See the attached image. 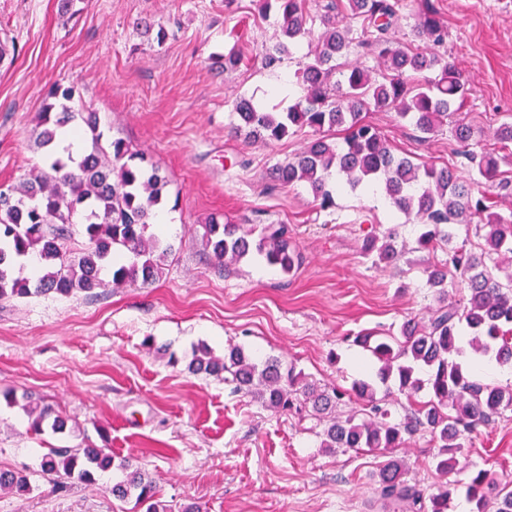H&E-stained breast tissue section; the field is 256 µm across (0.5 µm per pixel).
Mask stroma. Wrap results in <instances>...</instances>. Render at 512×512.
<instances>
[{
    "label": "stroma",
    "instance_id": "1",
    "mask_svg": "<svg viewBox=\"0 0 512 512\" xmlns=\"http://www.w3.org/2000/svg\"><path fill=\"white\" fill-rule=\"evenodd\" d=\"M397 36L413 41L425 4L448 26L443 48L473 86L461 116L493 140L512 118V0H406ZM66 22L57 0H0V36L13 37V61L0 63V186L38 160L36 117L50 85L75 86L114 136L144 151L168 175L177 207H162L154 231L179 242L156 283L97 296L0 301V468L26 471L29 495H0V512H135L107 490L131 461L154 481L162 503L202 512H386L371 475L383 458L321 445L314 420L279 415L187 364L193 348L230 345L254 359L276 358L320 384L351 387L378 368L353 345L363 329L387 339L403 321L427 322L434 291L415 252L418 225L389 207L382 192L334 193L320 209L302 185L275 181L273 167L295 157L309 136L264 144L235 133L237 96L285 109L301 96L296 59L262 56L279 38L275 16L258 0H83ZM168 31L156 43L151 30ZM243 61L225 70L224 56ZM368 119L398 154L440 166L454 158L447 131L429 138L395 113ZM213 213L241 227L285 224L303 256L283 275L257 261L223 272L200 246ZM398 231L407 252L397 267L363 255L367 236ZM153 347H146L145 339ZM38 397L67 416L65 432L35 436L6 392ZM89 439L115 463L98 485L40 475L52 447ZM430 436L406 440L399 454L425 494L449 480L437 471ZM461 456L498 480H512V406L478 428Z\"/></svg>",
    "mask_w": 512,
    "mask_h": 512
}]
</instances>
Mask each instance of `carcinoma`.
<instances>
[{
	"label": "carcinoma",
	"mask_w": 512,
	"mask_h": 512,
	"mask_svg": "<svg viewBox=\"0 0 512 512\" xmlns=\"http://www.w3.org/2000/svg\"><path fill=\"white\" fill-rule=\"evenodd\" d=\"M260 2L263 15L279 17L282 36L268 62L289 57L290 46L304 39L311 45L294 72L304 95L284 112L239 97L233 106L237 132L266 144L310 132L304 150L275 167L280 184H304L323 209L333 204L335 188L355 193L378 187L391 206L421 221L416 250L430 255L440 249L446 259L423 267L426 283L436 293L428 323L407 319L392 343L372 331L354 336L353 344L370 351L380 366L375 376L354 382L349 390L310 382L276 358L259 363L240 346L217 356L201 344L188 370L233 384L265 409L317 419L326 448H368L386 457L372 480L397 512H447L448 500L460 489L477 512H512V490L457 457L465 434L490 425L503 404L512 403V391L473 377L481 357L512 366V276L503 281L493 273L512 254V216L493 211L480 190L484 181L504 188L512 182L497 162V153L512 144V123L498 127L493 144L478 153L470 149L477 131L459 112L472 88L435 51L448 30L428 4L416 26L419 43L411 47L394 37L404 0H347L341 4L350 16L345 26L336 21L334 0L315 18L306 11L305 0ZM315 21L323 31L314 39ZM353 51L377 55L379 69L339 70V60ZM338 73L342 80L336 82ZM75 93L74 86L59 83L47 91L33 140L39 160L19 183L0 187V300L151 285L177 252L172 241L152 231L155 209L168 200L167 174L146 154L110 135L97 113L73 106ZM372 110L395 112L424 135L448 126L450 139L463 147L466 167L478 177L464 179L456 164L438 168L397 154L367 120ZM336 129L343 132L341 145L327 139ZM472 223L484 232L485 245L478 253L454 245L456 226ZM201 228L203 250L220 266L228 260H258L290 275L303 264L286 224H266L255 233L215 213ZM396 239L392 228L380 240L367 239L363 253L377 264L395 265L401 257ZM29 256L40 264L33 275L25 273ZM450 279L461 292L457 301L448 300ZM379 385H393L408 397L426 387L430 398L404 409L393 421L390 409L376 399ZM348 402H364L367 411L346 415L341 407ZM24 410L34 432L42 431L49 417L53 431L66 430L67 419L49 405L33 406L28 400ZM417 434L431 436L438 470L466 471V480L424 497L397 455L404 436ZM120 468L125 476L112 485L113 495L135 499L140 512H171L158 501L145 472L128 461ZM111 469L112 455L90 443L51 448L41 462L42 477L85 484L96 483ZM31 491L27 473L0 469V492L20 497Z\"/></svg>",
	"instance_id": "carcinoma-1"
}]
</instances>
